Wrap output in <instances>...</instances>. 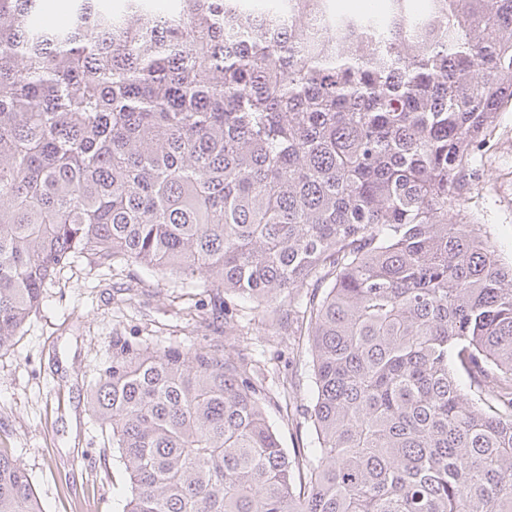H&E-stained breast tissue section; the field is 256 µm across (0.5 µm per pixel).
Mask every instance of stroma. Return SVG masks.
<instances>
[{"label": "stroma", "instance_id": "stroma-1", "mask_svg": "<svg viewBox=\"0 0 512 512\" xmlns=\"http://www.w3.org/2000/svg\"><path fill=\"white\" fill-rule=\"evenodd\" d=\"M477 169L463 209L484 224L502 262L511 264L512 110L487 138ZM272 308L270 321L263 307L191 277L135 264L115 265L105 275L75 263L47 286L13 350L0 354V449L23 462L45 512H120L129 476L113 462L85 391L116 336L161 346L222 340L225 352L258 361L283 447H309L306 339L296 332L287 295ZM202 316L210 325L199 330Z\"/></svg>", "mask_w": 512, "mask_h": 512}]
</instances>
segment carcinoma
I'll use <instances>...</instances> for the list:
<instances>
[{
	"label": "carcinoma",
	"instance_id": "1",
	"mask_svg": "<svg viewBox=\"0 0 512 512\" xmlns=\"http://www.w3.org/2000/svg\"><path fill=\"white\" fill-rule=\"evenodd\" d=\"M41 2L0 0V351L83 260L286 292L309 342L291 456L224 343L112 340L88 399L121 512H512V265L461 216L512 0ZM0 512H42L2 451Z\"/></svg>",
	"mask_w": 512,
	"mask_h": 512
}]
</instances>
